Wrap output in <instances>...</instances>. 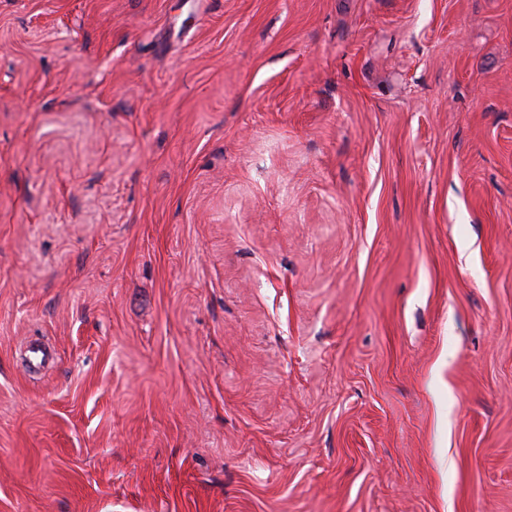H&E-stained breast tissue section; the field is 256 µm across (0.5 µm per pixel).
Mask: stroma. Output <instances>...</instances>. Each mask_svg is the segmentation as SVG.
Masks as SVG:
<instances>
[{"instance_id":"1","label":"stroma","mask_w":512,"mask_h":512,"mask_svg":"<svg viewBox=\"0 0 512 512\" xmlns=\"http://www.w3.org/2000/svg\"><path fill=\"white\" fill-rule=\"evenodd\" d=\"M0 512H512V0H0Z\"/></svg>"}]
</instances>
